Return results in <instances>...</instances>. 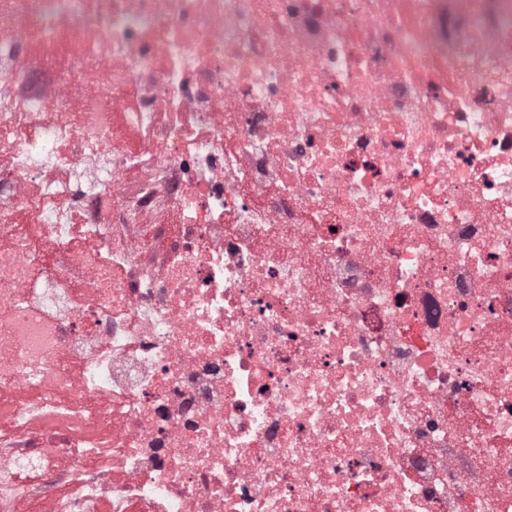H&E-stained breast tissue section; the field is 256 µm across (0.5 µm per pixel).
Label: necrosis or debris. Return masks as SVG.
<instances>
[{
	"label": "necrosis or debris",
	"mask_w": 512,
	"mask_h": 512,
	"mask_svg": "<svg viewBox=\"0 0 512 512\" xmlns=\"http://www.w3.org/2000/svg\"><path fill=\"white\" fill-rule=\"evenodd\" d=\"M512 512V0H0V512Z\"/></svg>",
	"instance_id": "necrosis-or-debris-1"
}]
</instances>
